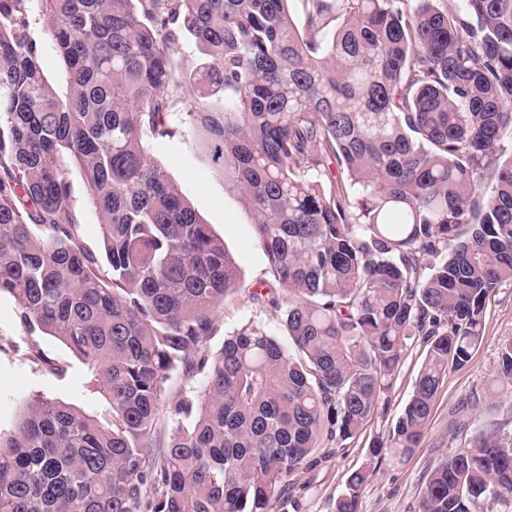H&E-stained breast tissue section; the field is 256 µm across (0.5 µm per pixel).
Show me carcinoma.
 Segmentation results:
<instances>
[{"mask_svg":"<svg viewBox=\"0 0 512 512\" xmlns=\"http://www.w3.org/2000/svg\"><path fill=\"white\" fill-rule=\"evenodd\" d=\"M0 0V294L94 370L101 419L36 396L0 438V512H269L289 477L347 447L386 401L407 345L427 354L389 433L421 441L439 386L512 286V0ZM67 73L44 77L33 14ZM194 43L195 66L170 47ZM191 99L213 163L253 216L273 283L212 351L239 280L153 161ZM102 229L87 249L69 179ZM491 190H482L484 184ZM188 419L154 441L165 386ZM512 403V337L466 407ZM370 468L335 512H358ZM418 512H512V432L473 429L427 474ZM201 381V376H197L192 380H188L185 379L180 373H172L171 381L167 384L165 389V403L160 410L157 421V430L159 433L158 435L161 436V438L163 435L170 434L177 425V421L174 420L172 416L167 412L166 407L168 401L178 396L193 395V391L199 388Z\"/></svg>","mask_w":512,"mask_h":512,"instance_id":"cac0c4a2","label":"carcinoma"}]
</instances>
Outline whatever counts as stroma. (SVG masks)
Listing matches in <instances>:
<instances>
[{"label": "stroma", "mask_w": 512, "mask_h": 512, "mask_svg": "<svg viewBox=\"0 0 512 512\" xmlns=\"http://www.w3.org/2000/svg\"><path fill=\"white\" fill-rule=\"evenodd\" d=\"M30 32L41 45V67L58 95L68 90L61 59L44 33V21L33 17ZM189 102H177L168 114L176 132L173 139L148 140L150 157L163 165L205 223L224 240L233 255L240 279L224 297L215 319L210 342L219 349L225 337L246 324L279 331L280 315L249 298V290L269 279V265L254 240L252 218L239 196L224 180L200 133L189 120ZM69 179L79 216L83 244L97 250L101 226L78 171ZM19 306L9 294L0 295V434L14 432L20 410L28 397L40 394L75 406L86 415L102 417L106 399L96 391L92 374L56 339L30 331L18 318ZM482 342L467 366L449 372L435 396L433 408L417 448L407 460L380 461L361 495L359 512H417L426 475L434 463L463 446L466 436L454 424L463 398L481 386L496 365L501 341L512 336V286L492 297L483 320ZM426 357L425 346L410 345L394 377L388 404L367 426L358 440L317 465L299 470L291 478L287 496L273 501L271 512H334V504L346 490V479L363 466L373 448L386 445L388 433L402 415L415 378Z\"/></svg>", "instance_id": "obj_1"}]
</instances>
